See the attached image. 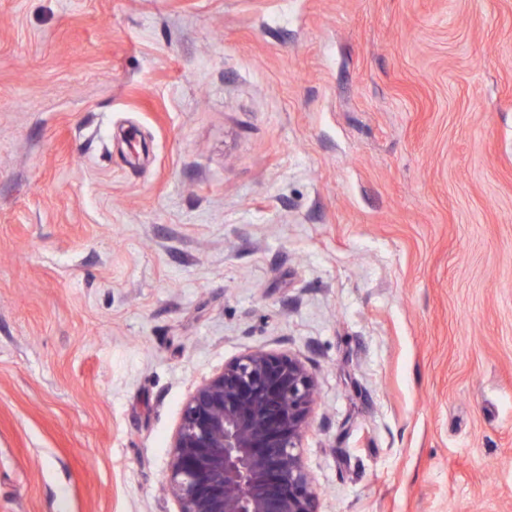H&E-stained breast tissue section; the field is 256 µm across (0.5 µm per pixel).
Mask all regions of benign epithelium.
Returning <instances> with one entry per match:
<instances>
[{
  "instance_id": "benign-epithelium-1",
  "label": "benign epithelium",
  "mask_w": 512,
  "mask_h": 512,
  "mask_svg": "<svg viewBox=\"0 0 512 512\" xmlns=\"http://www.w3.org/2000/svg\"><path fill=\"white\" fill-rule=\"evenodd\" d=\"M315 387L299 358L262 349L198 385L171 443L177 512H318L300 453Z\"/></svg>"
}]
</instances>
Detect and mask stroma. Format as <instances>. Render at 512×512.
<instances>
[{
	"mask_svg": "<svg viewBox=\"0 0 512 512\" xmlns=\"http://www.w3.org/2000/svg\"><path fill=\"white\" fill-rule=\"evenodd\" d=\"M255 349L319 512H512V0H0V512H177Z\"/></svg>",
	"mask_w": 512,
	"mask_h": 512,
	"instance_id": "1",
	"label": "stroma"
}]
</instances>
